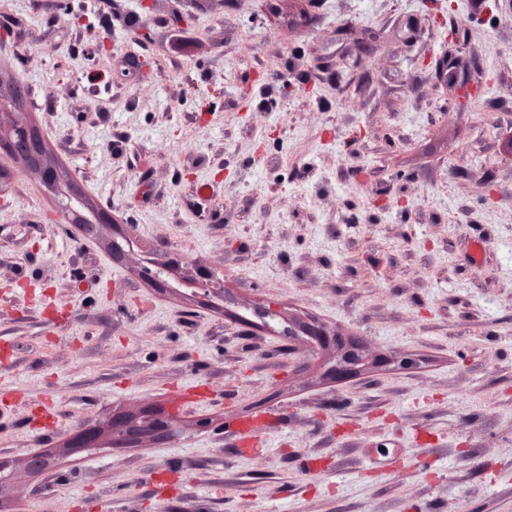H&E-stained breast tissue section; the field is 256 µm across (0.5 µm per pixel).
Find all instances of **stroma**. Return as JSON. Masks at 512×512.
I'll return each instance as SVG.
<instances>
[{"mask_svg": "<svg viewBox=\"0 0 512 512\" xmlns=\"http://www.w3.org/2000/svg\"><path fill=\"white\" fill-rule=\"evenodd\" d=\"M0 110L61 177L0 150V512H512V0H0ZM448 86L453 90L454 96L467 103L470 98L479 94V86L475 84L466 72L460 70L451 61L448 63ZM149 414H144L138 417H130L123 420L119 426L112 419V433L120 427L121 431H123L126 435L131 437H139L132 441L128 442H136L142 438H150L156 436H163L169 433L170 431V421L168 418L163 417V414L154 413V412H145ZM156 414V415H155ZM161 415V416H159ZM142 425L147 427V430L144 432H133L134 428L141 427Z\"/></svg>", "mask_w": 512, "mask_h": 512, "instance_id": "1", "label": "stroma"}]
</instances>
